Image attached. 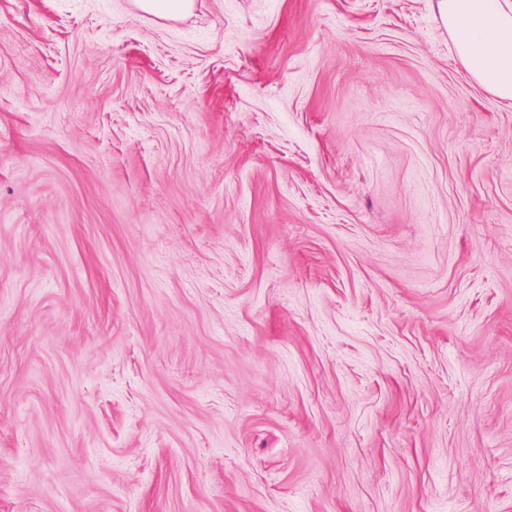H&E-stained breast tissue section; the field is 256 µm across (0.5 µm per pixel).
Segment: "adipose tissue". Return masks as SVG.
I'll return each mask as SVG.
<instances>
[{
    "instance_id": "1",
    "label": "adipose tissue",
    "mask_w": 512,
    "mask_h": 512,
    "mask_svg": "<svg viewBox=\"0 0 512 512\" xmlns=\"http://www.w3.org/2000/svg\"><path fill=\"white\" fill-rule=\"evenodd\" d=\"M436 7L471 76L512 103V0H437Z\"/></svg>"
}]
</instances>
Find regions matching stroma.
I'll list each match as a JSON object with an SVG mask.
<instances>
[{
    "instance_id": "obj_1",
    "label": "stroma",
    "mask_w": 512,
    "mask_h": 512,
    "mask_svg": "<svg viewBox=\"0 0 512 512\" xmlns=\"http://www.w3.org/2000/svg\"><path fill=\"white\" fill-rule=\"evenodd\" d=\"M0 512H512V103L436 0H0ZM144 11L163 18H177L191 10L192 0H137Z\"/></svg>"
}]
</instances>
